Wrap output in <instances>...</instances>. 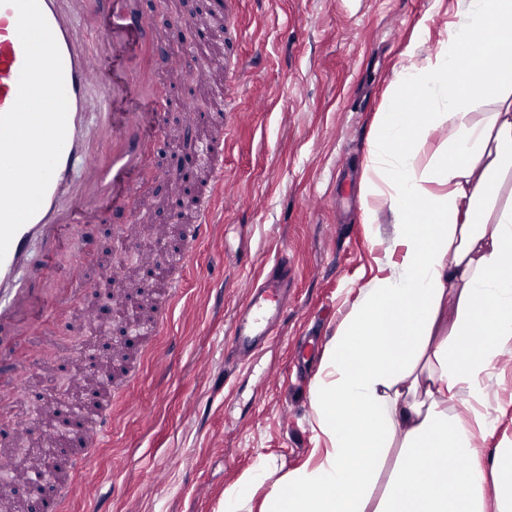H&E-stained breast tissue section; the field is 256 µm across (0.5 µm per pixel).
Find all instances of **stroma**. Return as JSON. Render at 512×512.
Here are the masks:
<instances>
[{
    "instance_id": "obj_1",
    "label": "stroma",
    "mask_w": 512,
    "mask_h": 512,
    "mask_svg": "<svg viewBox=\"0 0 512 512\" xmlns=\"http://www.w3.org/2000/svg\"><path fill=\"white\" fill-rule=\"evenodd\" d=\"M242 71L197 64L200 85L174 76L162 87L182 117L196 98L223 87L224 199L171 307L155 355L141 361L132 402L112 403V435L83 461L66 512H221L224 490L258 459L283 471L316 447L310 392L323 348L360 289L384 276L388 209L372 220L354 205L338 223L342 181L360 193L376 120L409 55H433L454 22L456 0H235ZM286 252L288 316L277 340L239 365L226 356L248 286ZM97 337H79L74 310L46 343L47 368L26 381L23 400L49 402L52 364L74 367L75 343L90 352L126 345L110 311ZM313 347L312 358L297 355ZM495 407L493 449L512 438V360L486 380ZM292 415L282 424L281 409Z\"/></svg>"
}]
</instances>
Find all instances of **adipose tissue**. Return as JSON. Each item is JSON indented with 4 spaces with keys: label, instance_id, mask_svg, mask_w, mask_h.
I'll use <instances>...</instances> for the list:
<instances>
[{
    "label": "adipose tissue",
    "instance_id": "ef3b65f1",
    "mask_svg": "<svg viewBox=\"0 0 512 512\" xmlns=\"http://www.w3.org/2000/svg\"><path fill=\"white\" fill-rule=\"evenodd\" d=\"M365 171L364 217L378 204L392 217L387 273L325 345L310 393L318 460L282 474L260 458L224 512H512V439L476 445L493 427L484 379L512 354V0H457L437 53L397 72Z\"/></svg>",
    "mask_w": 512,
    "mask_h": 512
}]
</instances>
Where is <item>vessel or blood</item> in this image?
I'll list each match as a JSON object with an SVG mask.
<instances>
[{
	"label": "vessel or blood",
	"mask_w": 512,
	"mask_h": 512,
	"mask_svg": "<svg viewBox=\"0 0 512 512\" xmlns=\"http://www.w3.org/2000/svg\"><path fill=\"white\" fill-rule=\"evenodd\" d=\"M60 50L68 100L63 151L37 213L15 233L0 260V430L14 427L22 410L16 394L26 373L36 369L34 347L53 333L57 316L80 306L88 283L85 270L97 255L92 228L120 220V234L133 244L141 233L139 200L157 177L174 181L177 167L154 164L158 142L166 135L158 89L162 71L186 72L205 49L185 44L156 63L161 39L138 0H39ZM221 30L235 26L233 0H210ZM18 14L0 6V113L18 94L24 50L17 34ZM213 132L205 139H181L180 150L193 153L208 170L191 223L182 225L180 252L163 244L154 249L157 274L165 283L150 319H130L138 340L159 335L198 243L213 227L214 199L224 192L219 158L224 141V114L216 112ZM291 276L275 263L262 284L250 287L235 320L230 344L240 363H248L285 315ZM112 430V401L105 398L80 417L77 434L83 453L100 447ZM44 512H62L73 487L39 479Z\"/></svg>",
	"instance_id": "vessel-or-blood-1"
}]
</instances>
